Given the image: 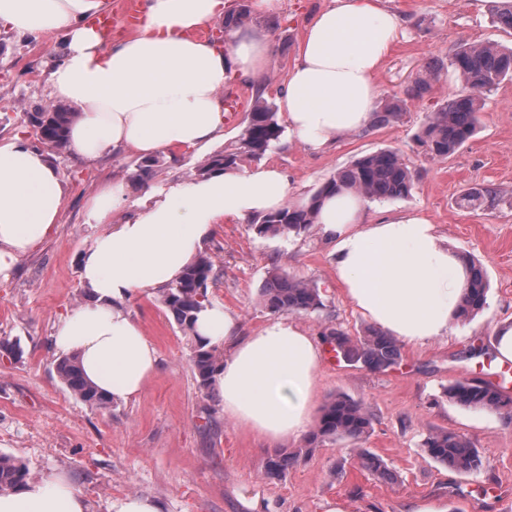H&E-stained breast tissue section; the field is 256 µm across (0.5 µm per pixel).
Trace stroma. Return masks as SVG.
Here are the masks:
<instances>
[{"mask_svg":"<svg viewBox=\"0 0 512 512\" xmlns=\"http://www.w3.org/2000/svg\"><path fill=\"white\" fill-rule=\"evenodd\" d=\"M327 0H281L270 29L274 42L269 74L283 87L308 16ZM404 18L393 52L377 76L378 98L401 92L435 58L451 56L463 43L512 46V34L493 23L491 0H384ZM64 51L62 39L35 38L0 27V143L17 138L36 143L31 112L61 106L46 70ZM460 88L455 73L442 75L400 120L344 136L316 151L282 137L266 163L287 170L290 198L309 199L338 168L381 150L397 151L414 173L408 197L374 201L366 216L417 211L435 224L452 249L486 270V305L472 320L452 323L446 336L419 346H401L400 366L372 371L323 358L317 402L343 394L372 416L362 448L393 473L381 479L350 453V441L289 443L308 453L286 472L266 476L273 450L224 416L215 393L202 389L191 364L193 338L177 325L160 295L138 294L127 303L156 347L160 371L136 399L100 411L59 380L51 336L59 319L91 296L79 275V258L102 232L89 223L86 204L107 181L127 180L135 157L116 154L85 161L56 158L68 184L54 233L32 247L0 279V339L19 342L20 359L0 356V453L21 460L29 477L65 473L85 498L89 512H110L128 494L155 499L164 512H249L260 497L266 512H324L326 501L346 512H409L432 503L452 512H512V420L464 409L443 390L465 380H492L500 364L493 348L497 326L512 324V81L487 93L475 135L445 160L426 158L415 136L430 112ZM490 185L500 201L489 210L460 207L467 189ZM218 280L209 288L214 305L237 314L243 335L256 333L273 314L259 299L271 269L315 284L325 310L296 315L310 335L328 328L363 335L370 327L350 303L333 273L330 244L319 228L298 237L269 238L252 222L217 225L206 242ZM481 357H474V350ZM448 430L478 448L480 470L458 474L423 450L426 437Z\"/></svg>","mask_w":512,"mask_h":512,"instance_id":"1","label":"stroma"}]
</instances>
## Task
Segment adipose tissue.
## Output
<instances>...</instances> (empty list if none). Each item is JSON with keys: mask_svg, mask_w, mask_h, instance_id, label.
I'll list each match as a JSON object with an SVG mask.
<instances>
[{"mask_svg": "<svg viewBox=\"0 0 512 512\" xmlns=\"http://www.w3.org/2000/svg\"><path fill=\"white\" fill-rule=\"evenodd\" d=\"M107 6L0 0V26L63 39L50 83L78 114L69 129L78 156L148 158L205 148L224 136L223 90L232 75L265 88L273 53L267 31L236 29L220 47L201 35L222 20L226 0H144L138 30L109 40L91 24ZM400 26V16L379 0H330L310 16L278 99L297 141L320 150L369 126L376 76ZM130 195L126 183L112 181L89 199L90 221L104 227L80 257L93 299L63 317L53 335L55 348L76 356L86 380L116 403L137 398L159 371L158 351L125 300L175 283L217 224L283 208L289 183L279 167L261 163L147 188L133 215L111 223ZM63 202L64 175L47 152L22 139L0 145V276L53 233ZM366 207L351 191L319 206L317 222L345 295L401 344L447 335L467 285L464 258L425 216L405 212L369 222ZM194 331L228 347L212 384L226 417L271 446L307 432L322 353L314 337L283 316L243 337L237 315L215 305L198 312ZM0 512H87V503L64 473L51 471L0 493Z\"/></svg>", "mask_w": 512, "mask_h": 512, "instance_id": "obj_1", "label": "adipose tissue"}]
</instances>
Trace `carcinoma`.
<instances>
[{
	"instance_id": "obj_1",
	"label": "carcinoma",
	"mask_w": 512,
	"mask_h": 512,
	"mask_svg": "<svg viewBox=\"0 0 512 512\" xmlns=\"http://www.w3.org/2000/svg\"><path fill=\"white\" fill-rule=\"evenodd\" d=\"M494 23L512 31V0H495L492 5ZM252 20L248 0H241L240 9L224 19V33ZM453 69L463 86L454 98L432 112L416 136L418 145L430 160H443L456 153L477 131L483 109V96L505 80H512V47L499 43L465 44L449 61L434 60L426 73L417 77L404 90L393 95L380 111L374 113L371 126L381 127L398 120L412 101L419 100L430 90L431 82L445 70ZM76 113L59 106L45 112H29L27 118L36 136L55 154L70 151L68 130ZM285 127L281 124L274 100L258 96L248 112L240 134L223 150L200 159L195 172L198 177L227 173L238 169L245 160H259L280 142ZM164 165L159 158L145 159L136 164L129 174L132 181L154 177ZM413 175L401 156L393 150L366 154L330 176L304 203L290 204L280 210L258 217L254 223L257 234L270 238H288L308 232L316 222L321 199L333 192L350 190L368 201L403 199L409 196ZM498 197L489 186L474 187L460 197V204L470 209L487 210ZM467 292L459 306V319L466 321L481 311L486 304L487 280L483 266L471 259ZM214 262L201 253L182 278L162 291V302L186 333H193L196 313L209 302L207 289L212 279ZM261 302L273 313L308 314L325 308L321 293L315 286L294 279L274 268L261 288ZM325 342L336 353V358L349 364H359L372 371H385L399 365L397 343L381 330H370L362 336H351L340 328H332ZM217 348L197 339L191 362L200 387L209 389L219 364ZM61 382L80 401L88 406L107 410L112 400L88 383L74 356H64L55 365ZM445 395L466 408L512 417V397L491 383L458 381L445 390ZM372 426L363 404L342 394L330 399L322 407L318 428L312 441L347 439L359 442L366 438ZM426 454L434 461L456 473H470L481 466L478 449L464 437L449 431L430 434L424 442ZM302 451L276 453L267 458L264 472L278 476L292 466ZM360 464L382 478L390 477L384 464L363 448L358 449ZM28 475L27 467L17 459L0 454V491L22 485Z\"/></svg>"
}]
</instances>
